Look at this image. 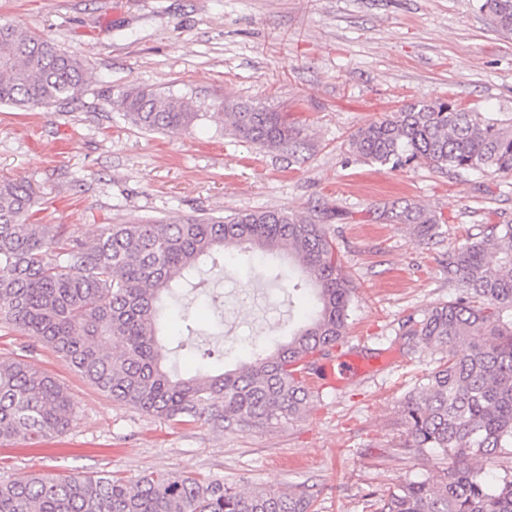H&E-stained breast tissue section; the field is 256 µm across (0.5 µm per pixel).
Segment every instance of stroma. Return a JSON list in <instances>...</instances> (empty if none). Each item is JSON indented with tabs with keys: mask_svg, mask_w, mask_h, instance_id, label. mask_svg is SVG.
<instances>
[{
	"mask_svg": "<svg viewBox=\"0 0 512 512\" xmlns=\"http://www.w3.org/2000/svg\"><path fill=\"white\" fill-rule=\"evenodd\" d=\"M31 30L84 61L76 103L0 105V179L28 183L32 220L94 236L101 225L189 215L230 218L286 210L324 225L356 290L339 354L368 374L320 390L297 419L264 430L174 425L113 401L49 348L0 327V361L27 357L70 393L63 435L0 444V479L31 473L128 480L149 471L218 479L247 491L299 485L315 512H375L371 493L442 476L435 452L397 462L402 402L424 384L439 351L402 334L406 319L451 300L450 250L490 224H512V175L424 166L392 170L354 154L365 124L405 105L448 100L512 113V34L477 0H0V24ZM151 88L201 103L206 119L153 133L114 107ZM286 113L300 135L267 148L236 138L225 102ZM414 203L435 211L439 234L379 219ZM223 277L169 311L165 344L177 369L233 370L253 346L287 340L313 311L311 292L268 287L226 255Z\"/></svg>",
	"mask_w": 512,
	"mask_h": 512,
	"instance_id": "obj_1",
	"label": "stroma"
}]
</instances>
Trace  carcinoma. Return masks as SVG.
<instances>
[{"instance_id":"cac0c4a2","label":"carcinoma","mask_w":512,"mask_h":512,"mask_svg":"<svg viewBox=\"0 0 512 512\" xmlns=\"http://www.w3.org/2000/svg\"><path fill=\"white\" fill-rule=\"evenodd\" d=\"M512 34V0H479ZM85 83L83 62L15 24L0 25V104L19 109L67 105ZM116 107L152 132L188 129L205 113L188 97L138 88ZM233 134L266 147L288 144L297 128L264 106L229 104ZM367 161L401 169H471L512 174V114L471 112L455 103H413L351 136ZM30 185L0 180V321L51 348L116 402L176 425L272 428L295 419L311 399L305 373L343 344L354 285L325 229L293 212L260 210L224 221L105 224L93 238H73L59 224L31 221ZM380 217L439 228L435 213L413 203ZM235 249L248 262L288 260L316 309L285 342L253 351L231 371L206 368L182 377L161 343L164 300L185 275L208 261L224 270ZM458 294L410 318L404 335L447 354L402 403L404 454L440 452L455 466L438 481L402 482L378 499L376 512H512V468L488 479L477 460L512 459V224H492L448 252ZM115 339L120 353L107 349ZM74 402L57 381L20 357L0 363V444L65 432ZM305 489L254 487L151 471L133 482L109 473L28 474L0 481V512H313Z\"/></svg>"}]
</instances>
